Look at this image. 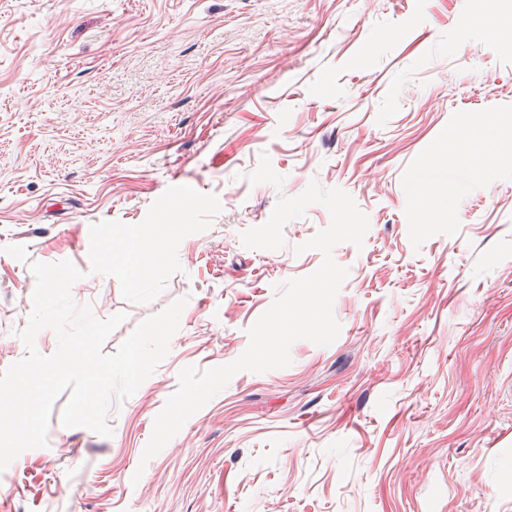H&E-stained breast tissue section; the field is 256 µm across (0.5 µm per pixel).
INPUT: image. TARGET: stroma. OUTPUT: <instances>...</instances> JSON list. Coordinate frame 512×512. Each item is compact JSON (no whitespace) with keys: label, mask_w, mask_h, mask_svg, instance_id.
<instances>
[{"label":"stroma","mask_w":512,"mask_h":512,"mask_svg":"<svg viewBox=\"0 0 512 512\" xmlns=\"http://www.w3.org/2000/svg\"><path fill=\"white\" fill-rule=\"evenodd\" d=\"M512 0H0V372L23 359L32 263L84 271L71 295L127 312L178 298L170 350L105 437L68 428L0 473V512H512ZM339 188L367 215L341 243L336 341L241 371L150 460L186 366L228 364L297 246L249 249L283 196ZM218 196L182 273L127 303L91 273L90 227L142 222L169 187Z\"/></svg>","instance_id":"35a3bbf8"}]
</instances>
